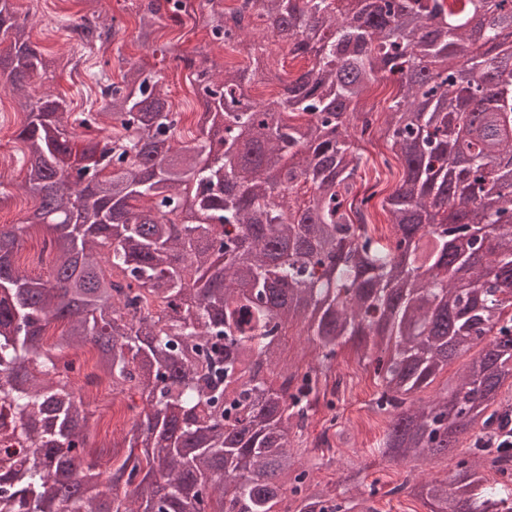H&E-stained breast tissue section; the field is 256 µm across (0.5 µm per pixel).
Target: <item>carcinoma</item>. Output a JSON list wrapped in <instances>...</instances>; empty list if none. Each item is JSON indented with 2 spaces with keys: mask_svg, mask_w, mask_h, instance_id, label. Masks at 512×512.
<instances>
[{
  "mask_svg": "<svg viewBox=\"0 0 512 512\" xmlns=\"http://www.w3.org/2000/svg\"><path fill=\"white\" fill-rule=\"evenodd\" d=\"M136 9L145 42L164 16H202L212 42L251 55V74L197 47L201 64L187 67L206 111L181 141L162 73L130 63L114 82L107 59L89 74L104 111L78 126L111 133L78 152L64 97L28 89L34 76L54 79L55 60L0 0L3 90L25 114L21 190L37 202L30 223L0 228V414L17 443L0 446V508L101 512L104 478L112 512H213L215 502L224 512H377L358 488L362 470L338 500L314 481L323 458L307 464L292 450L335 394L336 347L349 339L364 348L376 405L389 414L374 449L382 463L465 446L451 474L421 484L409 475L391 493L430 512H512V451L487 447L512 409V179L499 170L503 150L512 165V44L494 58L480 52L474 0H254L250 11L138 0ZM248 15L310 61L275 99L248 92L272 80L265 51L244 47ZM68 28L84 50L117 35L113 22ZM380 77L397 86L382 125L365 109ZM469 100L485 104L475 130ZM353 130L390 143L403 169L383 204L387 241L354 206L370 198L354 191L367 162ZM461 145L470 156L459 166ZM475 210L494 241L479 264L433 229ZM40 226L50 235L46 279L18 262L22 236ZM451 266L468 268L467 284L448 280ZM298 324L319 361L281 368ZM478 345L444 395L407 405ZM98 379L131 412L120 428L90 410ZM69 455L87 467L71 469ZM120 455L114 471L101 469Z\"/></svg>",
  "mask_w": 512,
  "mask_h": 512,
  "instance_id": "carcinoma-1",
  "label": "carcinoma"
}]
</instances>
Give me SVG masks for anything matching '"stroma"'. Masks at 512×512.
<instances>
[{
  "label": "stroma",
  "mask_w": 512,
  "mask_h": 512,
  "mask_svg": "<svg viewBox=\"0 0 512 512\" xmlns=\"http://www.w3.org/2000/svg\"><path fill=\"white\" fill-rule=\"evenodd\" d=\"M25 12L31 28L32 40L40 50L53 53L56 60L54 90L64 94L67 109L73 113L98 110L102 99L98 88L87 76L90 68L100 62H108L112 77H119V58L137 61L147 69L160 71L167 76L169 96L173 111L184 116L201 114L204 110L202 97L190 85L184 57L192 56L195 46L205 38L203 29L197 28L192 19L175 23L164 18L157 24L158 32L153 42L141 44L137 39L138 24L132 0H101L99 10L102 19H115L120 31L113 47L107 52H93L85 63L74 64L71 42L66 31L60 28L61 17H70L79 23L87 15L84 0H24ZM179 44L183 59L168 53L169 44ZM16 103L10 93L0 92V127L8 136L0 142V155L9 160L8 179L0 191L8 194L10 206L5 214L11 223L19 224L33 212V205H21L19 183L24 177L21 165L24 145L16 139L20 126L14 116ZM362 151L368 159L366 174L357 183L360 194H371L367 209V221L374 236L389 237L392 234L388 215L382 203L395 189L402 176V167L394 159L390 147L381 140L362 143ZM336 371L345 379L343 392L337 395L333 406L319 405L315 416L304 431L307 441H314L319 434H329L333 446L328 456L333 464L316 470L314 477L331 488H340L341 476L350 464L364 466V492L370 493L379 512H426L420 501L392 494L393 486L401 482L405 468L380 465L373 448L382 437L386 426V415L376 407L379 388L372 369L361 360L351 346H343L337 354Z\"/></svg>",
  "instance_id": "obj_1"
}]
</instances>
